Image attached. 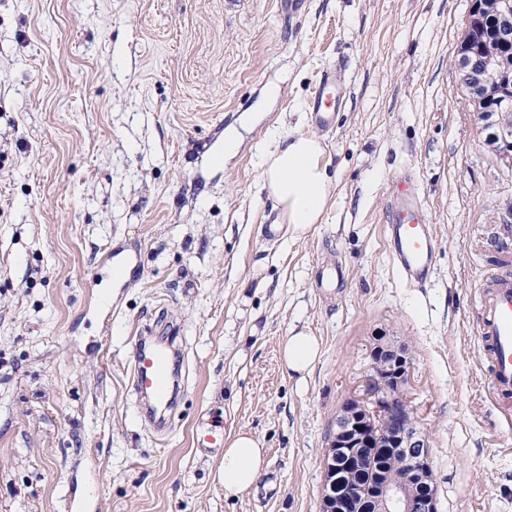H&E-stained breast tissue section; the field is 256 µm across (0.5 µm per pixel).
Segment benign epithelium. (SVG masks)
<instances>
[{"mask_svg": "<svg viewBox=\"0 0 512 512\" xmlns=\"http://www.w3.org/2000/svg\"><path fill=\"white\" fill-rule=\"evenodd\" d=\"M484 20L499 45L512 47V0H472L456 47L458 81L473 111L492 116L488 140L512 167V62L475 44ZM408 369L405 346L377 337L370 365L371 396L346 399L336 415V431L323 462L321 512H439L428 439L401 394ZM374 448L398 452L406 474L374 469L366 483L343 487V470L372 466Z\"/></svg>", "mask_w": 512, "mask_h": 512, "instance_id": "1", "label": "benign epithelium"}]
</instances>
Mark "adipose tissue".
<instances>
[{"mask_svg": "<svg viewBox=\"0 0 512 512\" xmlns=\"http://www.w3.org/2000/svg\"><path fill=\"white\" fill-rule=\"evenodd\" d=\"M261 183L288 226L299 239L320 223L329 202L331 177L325 149L316 136L291 132L280 137L261 158ZM319 356L316 336L300 331L287 336L281 346L284 371L305 382ZM266 467L262 442L246 430L231 434L224 443V494L238 496L252 489Z\"/></svg>", "mask_w": 512, "mask_h": 512, "instance_id": "ef3b65f1", "label": "adipose tissue"}]
</instances>
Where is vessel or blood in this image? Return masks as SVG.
<instances>
[{
  "label": "vessel or blood",
  "mask_w": 512,
  "mask_h": 512,
  "mask_svg": "<svg viewBox=\"0 0 512 512\" xmlns=\"http://www.w3.org/2000/svg\"><path fill=\"white\" fill-rule=\"evenodd\" d=\"M347 87L339 73L322 74L312 108L321 130L332 127V110L344 99ZM385 238L388 256L400 281L409 288L425 287L436 266L438 240L418 189L414 172H407L387 202ZM476 335L485 350L489 386L504 419L512 418V276L487 273L480 294ZM175 350L165 340H137L132 355V382L138 396L148 398L153 411L165 412L169 403Z\"/></svg>",
  "instance_id": "obj_1"
}]
</instances>
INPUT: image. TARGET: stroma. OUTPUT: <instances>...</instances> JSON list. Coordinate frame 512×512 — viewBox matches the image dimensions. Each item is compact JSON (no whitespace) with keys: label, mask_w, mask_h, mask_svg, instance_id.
Instances as JSON below:
<instances>
[{"label":"stroma","mask_w":512,"mask_h":512,"mask_svg":"<svg viewBox=\"0 0 512 512\" xmlns=\"http://www.w3.org/2000/svg\"><path fill=\"white\" fill-rule=\"evenodd\" d=\"M277 2L0 0V512H320L336 414L381 335L410 357L440 512H512V428L474 334L483 276L512 253V168L458 84L471 0ZM331 67L348 92L322 134L308 107ZM288 132L320 135L332 178L300 240L261 188ZM408 169L440 244L418 291L383 233ZM329 262L345 278L325 292ZM144 327L185 353L161 438L131 388ZM300 330L321 344L301 384L279 356ZM208 417L267 450L237 497L222 449L197 444Z\"/></svg>","instance_id":"1"}]
</instances>
